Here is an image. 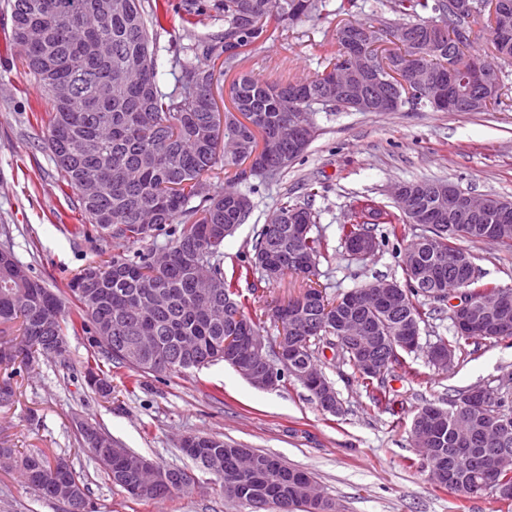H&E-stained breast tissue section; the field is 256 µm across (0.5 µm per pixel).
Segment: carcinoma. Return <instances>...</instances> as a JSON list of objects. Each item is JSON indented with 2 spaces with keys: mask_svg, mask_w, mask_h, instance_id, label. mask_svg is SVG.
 Wrapping results in <instances>:
<instances>
[{
  "mask_svg": "<svg viewBox=\"0 0 512 512\" xmlns=\"http://www.w3.org/2000/svg\"><path fill=\"white\" fill-rule=\"evenodd\" d=\"M109 0H3L0 6L11 10L14 34L22 48V64L53 104L47 118V146L57 171L75 190L85 223L74 225L71 233L80 237L91 224L106 238L139 245L133 255H114L99 265H90L76 274L67 285L68 292L48 288L32 275L31 268L15 255L9 229L0 225V326H18V339L0 342V366L16 361L33 362L38 355L67 351L66 327L80 329L108 361L123 364L136 372L164 378L172 373L199 370L215 362H224L236 370L239 359L224 350L231 336H259V321L239 299L235 288L245 275L260 274L270 286L287 273L313 281L320 276V259L327 258L329 245L320 235L295 239L288 234L284 217L296 214L301 224L317 223L311 199L285 201L274 219L256 230L249 267L231 274L224 272L225 228L245 223L251 211L240 208L225 192L212 191L210 175L224 166L229 181L247 188L243 196L258 191L252 183L278 181L301 156L283 159L259 156L253 171L246 173L241 162L224 158V141L238 143L241 153L250 156L265 141H279L288 151V141L279 132L288 125L303 123L317 134L312 115L315 112H351L331 87L336 70H348L351 54L361 50L376 60L377 66L407 76L423 68L433 78L448 82V73L467 77L470 65L483 59L466 52L471 44L473 24L483 12L484 0H471L473 12H459L454 0H380V7L398 16V21L348 20L336 25L325 51L324 70L309 79L268 83L248 74L232 85L231 99L236 111H218L214 96V70L208 62L223 59L224 68L238 65V48L258 47L278 38L279 32L302 20L321 15L322 0H182L180 10L185 22L215 14L224 20V29L204 36L186 30L189 43L182 54L170 60L176 79L164 92L158 79V32L152 21L150 0H121L122 8L104 14L101 25L86 28L81 12L94 11ZM494 13L488 14L493 52L512 60V0H497ZM101 40L112 41V57L97 54ZM69 85L73 96L63 100L55 89ZM376 96H398L399 106L408 112H446L448 106H435L427 99V90L409 83L381 85ZM501 90L469 89L458 83L452 89L455 112H489L503 104ZM421 192L411 208L424 215L412 221L402 212L390 214L367 200L354 213V220L341 226L342 239L363 235L373 248L380 246L378 225L386 222L389 233L406 235L421 227L423 239L419 255L424 274L434 280L442 295L431 294L403 269L405 282L380 278L364 288H356L331 298L326 289L308 286L288 309L277 310L281 330L292 341L294 356L283 362L275 346L267 349L279 375L278 385L288 381L301 384L321 405L319 392L307 382L316 376L330 383L316 362L324 349L332 348L327 337L338 334V324L353 317L362 319L378 337L372 351L352 342L333 355L352 369L347 378L369 390L371 401L379 405L387 398L384 382L363 365V356L371 353L388 365L401 369L413 379L419 373L407 363L414 348L400 344L404 329L428 322L426 301L443 304L459 294L474 305L489 295L502 292L497 286L481 283V271L474 255L461 242L476 243L482 237L484 223L477 220L454 226L448 236V216L456 203L438 190L446 180L415 182ZM174 224L172 239L164 246L169 266L151 263L159 250L151 240L166 225ZM498 244L512 250V212L496 224ZM463 255L469 277L456 269H437L435 258L448 261V252ZM481 323L469 336L460 333L448 340L436 337L429 352L433 367L446 371L439 354L452 362L460 360L462 342L476 338L500 339L497 328L511 329L512 298L498 311L477 312ZM147 330L158 337V344L142 356L127 352L120 341L134 331ZM16 370L0 379V407L12 404ZM98 377L87 386L100 397L112 399V375L100 365H87L85 376ZM473 414L479 424L457 430V413ZM417 412L428 416L430 425L419 428L412 419L410 435L423 463L439 467L444 479L436 483L465 498L486 491L512 509V437L504 445L485 428L499 417L512 418V378L494 387L471 388L456 395L448 408L424 403ZM82 449L118 488L137 501L165 499L196 483L194 470L208 472L207 463L223 465L220 490L228 500L242 499L250 512H337L336 504L321 496L313 508L307 498L312 477L279 458L251 452L250 475L237 476L232 461L238 446L218 434H196L200 443L184 451L195 469L164 468L166 481L136 495L130 491L140 485L135 465L138 453L125 449L114 454L106 447L111 436L88 421L78 422ZM510 448L502 455L495 449ZM460 448L470 450L474 465L467 468L457 462ZM0 458L10 461L24 484L38 496L57 500L67 512H91L84 475L64 458H50L41 450L22 453L4 442Z\"/></svg>",
  "mask_w": 512,
  "mask_h": 512,
  "instance_id": "obj_1",
  "label": "carcinoma"
}]
</instances>
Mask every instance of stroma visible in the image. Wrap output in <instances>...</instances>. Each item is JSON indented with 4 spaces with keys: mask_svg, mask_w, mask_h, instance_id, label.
<instances>
[{
    "mask_svg": "<svg viewBox=\"0 0 512 512\" xmlns=\"http://www.w3.org/2000/svg\"><path fill=\"white\" fill-rule=\"evenodd\" d=\"M342 0H324L325 16L299 23L279 38L245 54L238 68H216L214 97L228 107L230 87L244 73L268 82L300 80L324 69V47L337 24ZM180 0H153V23L160 31L159 81L171 90L169 61L183 33ZM0 225H9L17 258L53 289L83 268L121 252L117 243L94 236L73 237L83 218L70 186L58 176L44 140L43 119L51 101L42 95L21 62L9 10L0 8ZM509 91L491 112H320L318 136L282 180L262 184L252 194V212L224 242V269L246 264L256 227L267 223L283 198H312L318 213L314 233L324 236L329 257L321 261L320 284L328 294L360 288L375 278H402L398 254L405 239L389 238L374 255L348 253L341 224L362 201L394 211L392 185L445 179L477 197L512 200V63L500 66ZM484 282L512 288V252L491 242L471 246ZM303 279L286 275L273 286L256 276L241 278L268 338L278 334L276 311L302 290ZM449 308L433 313L409 358L421 383L402 371L385 374L389 391L374 405L363 386L351 385L349 366L322 357L319 366L342 402L338 416L323 413L309 392L291 382L270 390L253 387L231 367L216 363L199 371L162 379L138 374L126 390L130 370L112 366L111 400L94 394L84 371L95 348L83 333L68 334L66 357L42 356L17 378L12 405L0 407V441L15 448H39L69 458L87 475L89 498L98 512H248L224 499L215 475L198 473L195 486L161 501L139 502L114 488L94 460L80 449L76 423H96L122 446L166 466L192 468L180 442L190 434L217 433L225 442L277 455L309 472L340 512H501L492 492L461 498L439 489L425 468L409 467L416 450L409 428L422 400L449 405L458 391L496 386L512 378V341L473 338L464 361L434 370L427 352L439 336H453ZM0 512H65L62 503L35 497L14 470H0Z\"/></svg>",
    "mask_w": 512,
    "mask_h": 512,
    "instance_id": "1",
    "label": "stroma"
}]
</instances>
